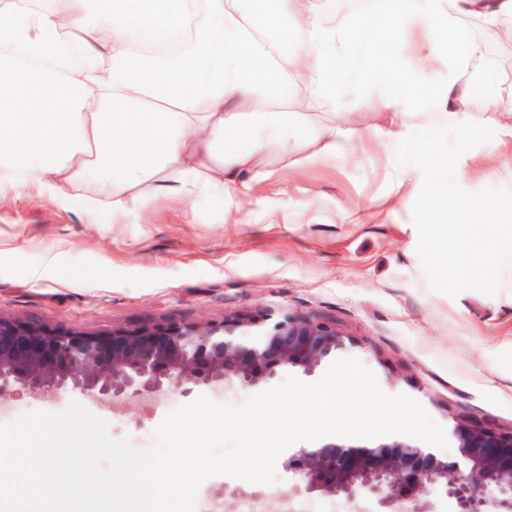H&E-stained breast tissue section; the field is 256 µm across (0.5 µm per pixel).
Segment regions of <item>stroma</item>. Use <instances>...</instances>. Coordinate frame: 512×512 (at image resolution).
<instances>
[{
  "instance_id": "1",
  "label": "stroma",
  "mask_w": 512,
  "mask_h": 512,
  "mask_svg": "<svg viewBox=\"0 0 512 512\" xmlns=\"http://www.w3.org/2000/svg\"><path fill=\"white\" fill-rule=\"evenodd\" d=\"M392 84L342 78L336 93L308 86L305 127L289 132L288 156L270 155V178L249 197L206 190L188 201L140 188L147 209H88L102 195L84 181L61 196L30 188L0 202V316L106 335L173 320L218 321L288 310L336 327L391 395L420 402L444 430L455 421L512 429V268L496 295L430 290L417 254L412 207L422 177L397 167L395 147L412 131L454 123L433 94L419 114L391 128L380 109ZM346 113L379 135L345 156L311 162L306 126ZM466 190H512V158L495 141L465 152L456 170ZM369 212V224L349 223ZM77 402L108 423L112 438L144 451L169 407L151 401L96 403L81 395L49 401L20 390L0 400V424ZM274 484L226 475L205 480L199 503L218 512L258 495L259 512H286L296 494L284 466Z\"/></svg>"
}]
</instances>
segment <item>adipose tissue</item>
Wrapping results in <instances>:
<instances>
[{
	"label": "adipose tissue",
	"mask_w": 512,
	"mask_h": 512,
	"mask_svg": "<svg viewBox=\"0 0 512 512\" xmlns=\"http://www.w3.org/2000/svg\"><path fill=\"white\" fill-rule=\"evenodd\" d=\"M67 0L64 13L20 10L16 0H0V187L65 186L91 178L108 189L107 206L147 207L137 197L143 186L179 197L192 196L198 180L225 191L247 194L265 178L268 152L288 153V129L297 113H242L259 88L279 93L307 74V52L318 53L320 88L335 90L339 73L367 82L390 80L395 93L384 111L409 113L417 89L430 80L423 65L399 63L393 40L418 42V15L432 17L443 34L437 54L470 63L485 83L494 72L462 27L484 28L512 18V0H382L373 16L353 15L341 23L323 18L319 0L296 12L294 0H207L208 18L188 49L179 55L134 54L129 36L150 22L178 27L181 0ZM267 19L300 52L275 53L254 27ZM372 27L374 40L355 44L351 32ZM174 102L175 110L148 111L142 94ZM207 109L195 111L197 99ZM265 130L248 148L237 140L249 130ZM376 127L352 126L346 118L316 129L312 140L320 158L333 159Z\"/></svg>",
	"instance_id": "ef3b65f1"
}]
</instances>
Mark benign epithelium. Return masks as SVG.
<instances>
[{"label": "benign epithelium", "instance_id": "benign-epithelium-1", "mask_svg": "<svg viewBox=\"0 0 512 512\" xmlns=\"http://www.w3.org/2000/svg\"><path fill=\"white\" fill-rule=\"evenodd\" d=\"M345 347L336 328L313 317L226 316L219 322H161L109 335L85 334L0 316V396L20 386L43 397L78 393L100 402L189 395L202 387H255L277 372L310 373ZM449 462L400 436L374 445L326 442L285 461L296 488L374 512H429L435 490L455 512H512V431L480 422L453 428Z\"/></svg>", "mask_w": 512, "mask_h": 512}]
</instances>
